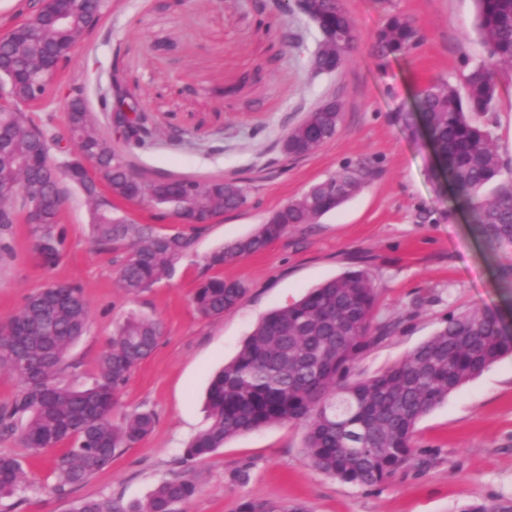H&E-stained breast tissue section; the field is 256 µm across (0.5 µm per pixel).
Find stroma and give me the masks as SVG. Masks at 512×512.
<instances>
[{"label": "stroma", "instance_id": "35a3bbf8", "mask_svg": "<svg viewBox=\"0 0 512 512\" xmlns=\"http://www.w3.org/2000/svg\"><path fill=\"white\" fill-rule=\"evenodd\" d=\"M112 0L73 51L64 80L109 78L121 69L152 120L155 141L131 162L145 178L239 179L248 207L191 226L158 217L144 204H124L136 221L162 233H194V250L170 283L125 294L115 283L121 252L90 241L84 195L66 185L62 222L68 246L44 270L29 226L14 225L13 257L0 264V323L17 314L44 283L79 284L87 301V333L68 352L78 381L90 383L115 324L136 312L163 321L153 354L132 374L113 415L150 411L152 432L123 449L109 468L65 493L54 492L53 451L27 458L26 489L0 512H70L76 501L129 502L162 481L192 472L196 491L185 512H243L246 504L301 505L306 512H461L470 503L512 498V356L494 363L452 393L417 426L408 464L381 488H363L319 473L303 459L304 429L282 423L240 434L193 464L185 444L206 424L204 393L259 318L299 299L349 268L369 272L377 288L375 323L396 328L363 353L358 369L373 375L429 338L449 313L499 310L512 323V294L495 278L498 259L473 235L450 193L431 178L433 154L415 122L406 120L412 93L430 78L460 80L484 56L472 29L474 0H342L361 35L353 63L313 74L308 59L318 33L279 0ZM413 17L422 46L378 68L371 37L386 13ZM327 98L343 104L340 132L313 153L287 158L288 129ZM503 162L512 167V73L495 112L484 118ZM367 162L362 190L316 224H297L261 252L224 266L242 282L240 304L218 318L202 317L192 296L211 276L206 257L254 232L264 217L348 162Z\"/></svg>", "mask_w": 512, "mask_h": 512}]
</instances>
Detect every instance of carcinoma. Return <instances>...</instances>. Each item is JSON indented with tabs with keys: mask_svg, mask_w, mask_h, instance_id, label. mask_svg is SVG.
<instances>
[{
	"mask_svg": "<svg viewBox=\"0 0 512 512\" xmlns=\"http://www.w3.org/2000/svg\"><path fill=\"white\" fill-rule=\"evenodd\" d=\"M476 30L486 57L472 65L462 85L436 77L418 87L411 115L426 129L437 165L432 179L449 188L459 210L469 219L476 238L500 258L496 277L512 290V180L494 146L493 132L474 116L495 111L501 81L512 68V0H475ZM310 8L336 35V57L351 54L358 32L340 0H311ZM82 20L67 30L24 22L14 28L13 42L3 46V71L13 95L0 104V261L13 257L3 230L18 221L22 185L36 189L49 180L50 163H63L72 183L89 205L90 236L103 250H122L118 287L138 295L171 281L192 252L195 238L182 233L161 234L119 214L112 200L138 199L159 216H173L185 202L173 199L182 185L199 190L192 204L208 216L236 210L250 202V189L224 180L169 179L146 181L112 147L94 112L80 94L79 109L68 108L67 129L75 154L94 157L107 193L74 159H61L52 134L35 125L24 107L32 98V73L49 69L54 90L61 64L90 32ZM422 45L414 19L388 15L377 30L373 55L384 66L408 57ZM131 94L119 70L108 88L98 91L100 108L127 125L123 141L144 149L152 142L147 115L129 118L112 110ZM343 106L309 112L288 130L283 143L288 157L314 152L338 135ZM368 173L364 163L347 164L288 201L251 235L227 243L207 257L211 269L262 251L288 227L339 209L362 188ZM500 182L491 197L480 190ZM66 197L50 189L43 200L45 221L29 225L40 265L55 267L63 256L67 232L61 223ZM245 288L237 280L209 277L193 296L204 317H219L237 306ZM376 287L364 269H349L310 289L301 299L266 313L241 344L236 355L214 375L206 398L207 424L187 443L183 459H203L224 442L244 432L281 423L302 425L304 459L313 469L344 483L380 487L405 466L414 452L415 429L422 417L497 360L512 355V339L489 308L452 313L444 326L408 352L398 363L368 377L356 372L361 355L384 340L393 329L372 326ZM89 309L77 284L47 282L27 296L21 310L0 326V370L19 381L14 398L0 406V427L18 431V442L30 455L60 448L53 458L54 488L59 493L87 481L112 464L123 448L144 439L153 429L149 411L131 413L116 424L112 414L133 370L154 352L163 335L161 321L130 314L116 324L99 357L94 381L77 387L66 381L72 365L67 353L88 330ZM26 485L20 460L0 454V501L16 496ZM196 485L188 474L161 482L144 499L126 504L87 499L71 512H182ZM462 512H512V499L470 504Z\"/></svg>",
	"mask_w": 512,
	"mask_h": 512,
	"instance_id": "carcinoma-1",
	"label": "carcinoma"
}]
</instances>
